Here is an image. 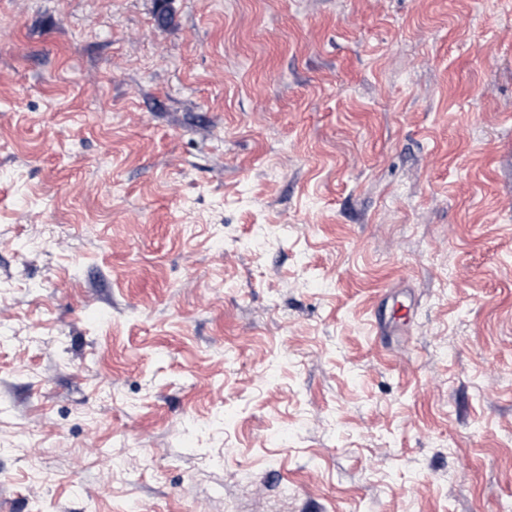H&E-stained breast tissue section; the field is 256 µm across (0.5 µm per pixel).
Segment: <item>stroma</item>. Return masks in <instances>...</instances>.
Masks as SVG:
<instances>
[{
	"label": "stroma",
	"instance_id": "1",
	"mask_svg": "<svg viewBox=\"0 0 512 512\" xmlns=\"http://www.w3.org/2000/svg\"><path fill=\"white\" fill-rule=\"evenodd\" d=\"M0 0V512H504L512 0Z\"/></svg>",
	"mask_w": 512,
	"mask_h": 512
}]
</instances>
